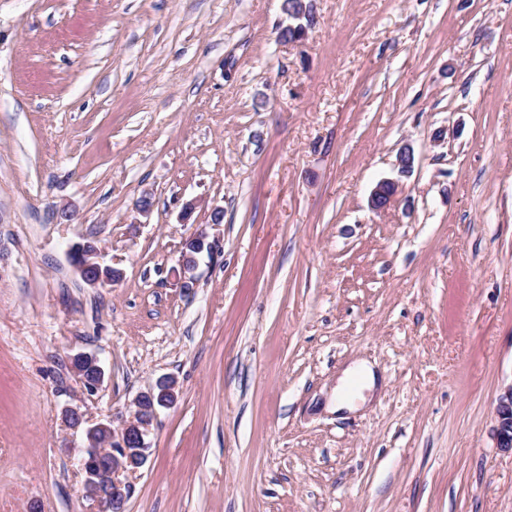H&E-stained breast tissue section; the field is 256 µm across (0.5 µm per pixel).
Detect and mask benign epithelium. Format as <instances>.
<instances>
[{"label":"benign epithelium","instance_id":"benign-epithelium-1","mask_svg":"<svg viewBox=\"0 0 512 512\" xmlns=\"http://www.w3.org/2000/svg\"><path fill=\"white\" fill-rule=\"evenodd\" d=\"M385 184V180L379 182L371 192L370 206L375 211L387 208L394 200L395 194L385 193ZM70 253L77 255V260L72 263L73 268L91 287L111 285L121 278L119 270L100 262V252L91 241L75 244ZM187 257V253H181L178 267L173 269L184 288L192 287L193 271L198 264L196 259L187 262ZM71 365L89 392L94 393L102 386L105 372L95 355L78 352L71 356ZM88 367L94 370L91 377L86 375ZM175 389L173 379L160 378L152 389L135 398V409L130 416L115 415L104 422L89 423L77 409L64 410L63 417L69 427H81L86 435L96 430L109 434L106 448L87 445L78 449L76 457V464L83 476L85 497L97 503L99 512H123L132 492L127 475L137 472L146 464L149 456L146 437L156 420L158 409L174 403ZM494 432L497 447L512 451V386L498 397Z\"/></svg>","mask_w":512,"mask_h":512}]
</instances>
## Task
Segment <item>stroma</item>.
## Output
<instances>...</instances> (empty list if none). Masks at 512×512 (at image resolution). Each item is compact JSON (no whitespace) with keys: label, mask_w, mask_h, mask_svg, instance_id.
I'll return each mask as SVG.
<instances>
[{"label":"stroma","mask_w":512,"mask_h":512,"mask_svg":"<svg viewBox=\"0 0 512 512\" xmlns=\"http://www.w3.org/2000/svg\"><path fill=\"white\" fill-rule=\"evenodd\" d=\"M303 2L0 0V512H97L61 410L161 377L126 512H512V0ZM77 254V260L71 265L81 279L91 287L112 285L121 278V272L114 267L102 265L100 252L97 246L91 242L75 244L69 254ZM70 360L74 372L80 377L87 390L91 393L96 392L102 386L105 376L99 359L93 354L78 352L72 355ZM86 366L94 370L92 377L86 375ZM494 428L497 448L512 452V385L498 397Z\"/></svg>","instance_id":"stroma-1"}]
</instances>
